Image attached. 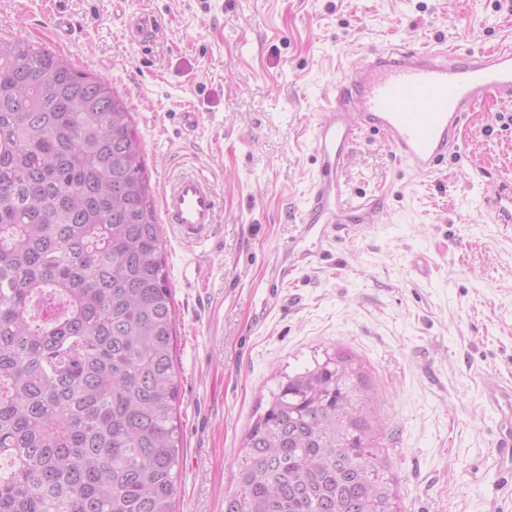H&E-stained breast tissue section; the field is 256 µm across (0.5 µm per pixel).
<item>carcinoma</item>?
Listing matches in <instances>:
<instances>
[{
    "mask_svg": "<svg viewBox=\"0 0 512 512\" xmlns=\"http://www.w3.org/2000/svg\"><path fill=\"white\" fill-rule=\"evenodd\" d=\"M175 336L131 112L0 36V512H177ZM364 387L342 352L286 376L225 512H397Z\"/></svg>",
    "mask_w": 512,
    "mask_h": 512,
    "instance_id": "obj_1",
    "label": "carcinoma"
}]
</instances>
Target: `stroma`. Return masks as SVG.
<instances>
[{
	"label": "stroma",
	"mask_w": 512,
	"mask_h": 512,
	"mask_svg": "<svg viewBox=\"0 0 512 512\" xmlns=\"http://www.w3.org/2000/svg\"><path fill=\"white\" fill-rule=\"evenodd\" d=\"M143 12L158 20L147 42L124 29ZM0 35L111 83L154 196L186 165L216 185L212 240L162 232L180 384L177 512H224L259 402L281 376L338 351L362 366L400 512H512L486 402L512 383V226L481 206L512 170V103L474 112L462 154L427 178L364 135L340 178L356 194L383 192L375 224L270 282L306 209L312 130L342 72L423 42L512 46V0H0Z\"/></svg>",
	"instance_id": "obj_1"
}]
</instances>
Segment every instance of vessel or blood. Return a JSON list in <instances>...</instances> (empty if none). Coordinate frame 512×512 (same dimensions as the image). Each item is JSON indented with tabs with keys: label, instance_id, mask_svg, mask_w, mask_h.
Instances as JSON below:
<instances>
[{
	"label": "vessel or blood",
	"instance_id": "vessel-or-blood-1",
	"mask_svg": "<svg viewBox=\"0 0 512 512\" xmlns=\"http://www.w3.org/2000/svg\"><path fill=\"white\" fill-rule=\"evenodd\" d=\"M512 102V49L465 51L430 45L377 55L343 72L336 98L313 131L317 177L298 231L272 269L274 281L321 258L326 246L373 224L370 196H352L339 177L362 134L380 136L407 168L433 175L450 154L461 152L462 126L489 101ZM496 224H512V178L500 177L482 197ZM219 196L206 176L185 170L168 180L163 221L177 238L204 243L216 227ZM498 417L495 446L499 471L512 479V387L487 395Z\"/></svg>",
	"mask_w": 512,
	"mask_h": 512
}]
</instances>
